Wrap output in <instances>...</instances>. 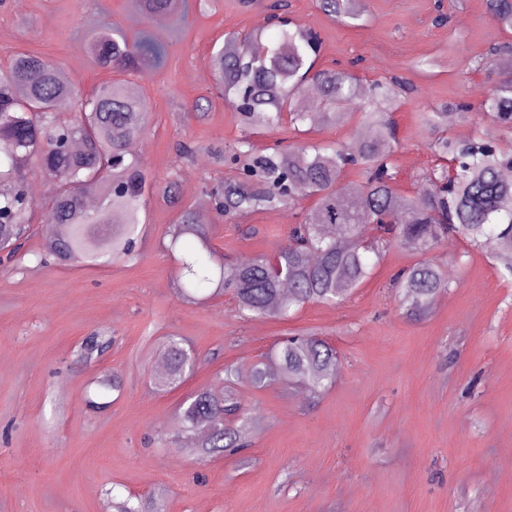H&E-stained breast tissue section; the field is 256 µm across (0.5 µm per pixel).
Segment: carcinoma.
I'll return each instance as SVG.
<instances>
[{"instance_id": "carcinoma-1", "label": "carcinoma", "mask_w": 512, "mask_h": 512, "mask_svg": "<svg viewBox=\"0 0 512 512\" xmlns=\"http://www.w3.org/2000/svg\"><path fill=\"white\" fill-rule=\"evenodd\" d=\"M328 18L352 25L365 13L363 0H317ZM491 19L512 29V0H487ZM282 5H269L278 35L253 52L259 32L225 34L211 51L207 65L214 88L240 114L243 133L233 143L212 146L208 153L229 174L206 188L215 206L214 224L199 222L195 210L180 204L176 168L166 174L161 197L178 208L164 231L175 258V287L187 303L232 294L243 321L286 318L310 303L336 305L373 274L391 248L412 252L419 259L392 277V286L406 311L427 313L452 281L444 266L430 257L450 238L492 252L512 277V182L501 172L512 167V150L482 139L458 140L450 135L455 113L448 106L419 113L427 133V148L435 168L425 173L410 194L396 186L392 161L398 140L391 120L406 85L396 77L364 86L353 73L317 69L319 36L285 21ZM147 19L180 16L186 0H138ZM92 63L124 75L102 84L82 98L73 83L61 77L59 64L40 55L18 53L0 68V239L13 261L29 236L33 200L27 171L37 166L51 182L49 216L54 237L35 253L37 265L99 266L135 263L139 227L145 223L150 184L140 163L129 158L128 144L147 129L148 102L141 87L125 76L152 64L161 51L145 41L104 28L86 44ZM77 107L69 122L57 115ZM454 109L477 112L512 130V67L501 71L474 103ZM357 112L365 134L357 145L343 146L306 138L318 126L341 124ZM288 129L298 139L255 148L253 129ZM357 180L344 191L348 170ZM311 198L313 205L301 206ZM288 208L297 221L288 230V244L274 251L282 277L269 271V255L242 256L224 262L213 244L217 224H238L265 210ZM110 336L94 331L80 344V355L102 358L111 348ZM165 368L160 386L176 388L190 373L189 345L179 336L163 342ZM336 349L315 333L285 338L250 370L248 382L264 389L280 379L299 384L317 396L336 382ZM222 388L202 390L176 413V423L195 436L196 462L236 454L250 446L254 425L234 393L241 375L227 365ZM120 389L114 379L98 380V391L85 404L102 410V394ZM112 512H162L153 498L131 504V498L109 497Z\"/></svg>"}]
</instances>
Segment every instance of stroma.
I'll list each match as a JSON object with an SVG mask.
<instances>
[{
	"instance_id": "35a3bbf8",
	"label": "stroma",
	"mask_w": 512,
	"mask_h": 512,
	"mask_svg": "<svg viewBox=\"0 0 512 512\" xmlns=\"http://www.w3.org/2000/svg\"><path fill=\"white\" fill-rule=\"evenodd\" d=\"M271 0H189L184 19L164 30L142 20L133 0H0V66L20 52L60 64L82 93L110 80L85 54L106 26L161 47L150 78L134 74L150 120L137 154L149 180L177 169L181 199L196 205L225 169L205 148L234 142L237 112L214 100L205 120L187 108L208 94L198 80L226 33L271 34ZM290 17L319 34V67L348 69L364 84L406 81L392 118L397 187L410 193L435 159L418 112L477 101L497 76L512 30L489 17L487 0H364L365 16L347 26L316 0H288ZM480 58L470 70L455 56ZM436 60L431 73L414 67ZM202 145L176 164V148ZM140 258L97 268L37 266L32 254L0 274V512H109L106 490L162 495L164 512H512V280L490 254L451 239L434 253L454 286L423 318L408 317L389 283L416 262L390 250L375 276L336 306L306 305L289 320H240L231 296L182 303L172 288L174 260L160 238L176 218L159 200L146 208ZM294 217L262 211L220 224L226 257L270 253L288 243ZM114 344L97 361L76 348L94 330ZM322 330L340 368L332 388L311 397L277 382L241 383L243 406L259 421L242 455L206 465L184 453L174 412L190 393L217 387L227 365L242 373L291 331ZM183 337L198 356L179 388H155V343ZM120 378L110 406L83 398L101 374Z\"/></svg>"
}]
</instances>
